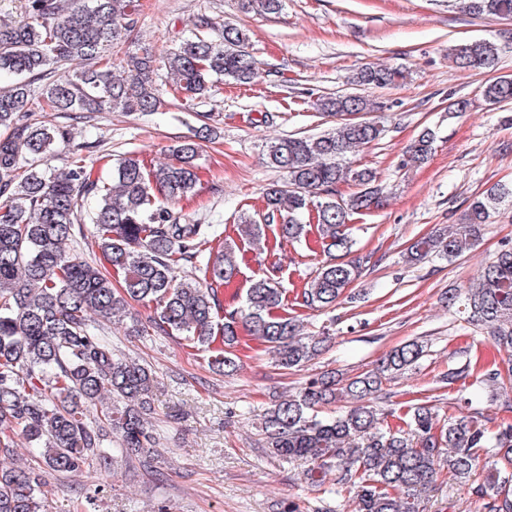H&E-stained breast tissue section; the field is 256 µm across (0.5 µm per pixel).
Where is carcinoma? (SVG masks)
<instances>
[{
	"mask_svg": "<svg viewBox=\"0 0 512 512\" xmlns=\"http://www.w3.org/2000/svg\"><path fill=\"white\" fill-rule=\"evenodd\" d=\"M245 10L276 13L282 0H240ZM470 15L512 17V0H454ZM136 0H27L20 21L0 20V512H49L41 492L42 473L70 475L112 460L110 434L119 435L128 457L152 459L156 438L147 414L155 374L112 350L108 329L126 325L130 335L149 331L178 336L212 352L211 365L229 375L238 368L232 348L236 324L244 321L282 370L293 371L317 358L325 337L304 336L293 318L276 313L282 291L265 275L253 280L241 307L224 312L219 289L238 274L235 246L217 240L212 224H183L177 206L194 196L199 180L196 156L211 136L203 125L173 149L175 161L154 165L135 153L112 162L111 174L96 176L72 146L64 127L35 119L50 112H157L166 105L154 76L174 77L173 93L204 98L224 80L255 84L258 63L241 28L226 24L212 38L201 19L191 36L163 54L148 49L112 62V50L129 41L137 20ZM459 70L492 69L498 47L474 40L448 51ZM93 66L34 83L74 61ZM123 69L114 75L112 65ZM404 70L368 64L350 84L365 89L395 86ZM483 100L512 102V77L488 83ZM377 103L359 94H336L317 110L339 118L320 135L278 138L267 162L288 175L264 195V215L243 214L241 230L251 240L275 225L279 238L298 242L314 216L327 260L296 293L308 309L336 306L359 278L370 257L353 255L346 233L351 215L383 205L376 177L353 170L346 155L369 145L384 129L357 115ZM434 135L423 131L408 145L410 161L432 152ZM71 160L63 168L46 163L58 147ZM352 180L358 191L336 198V184ZM512 203V187L500 185L468 207L465 222L416 240L407 261L429 256L453 260L479 241L481 226ZM93 225L103 263L88 261L76 248L81 225ZM199 261L194 272L183 264ZM120 287L112 284V274ZM151 308L141 322L130 303ZM467 320L485 330L494 345L512 352V247L479 270L464 296ZM419 340L389 350L372 368L352 377L325 373L267 409L261 422L265 447L277 460L307 465V476L329 494H352L354 512H420V493L445 468L469 485L482 453L497 449L502 467L473 487L483 512H512V423L487 426L483 413L445 418L431 405L416 403L401 415L378 405L384 387L416 367L426 355ZM476 373L491 391H507L512 378L494 366L466 363L448 371V383ZM111 404L90 416V408ZM38 453L39 468L13 464L15 436Z\"/></svg>",
	"mask_w": 512,
	"mask_h": 512,
	"instance_id": "obj_1",
	"label": "carcinoma"
}]
</instances>
